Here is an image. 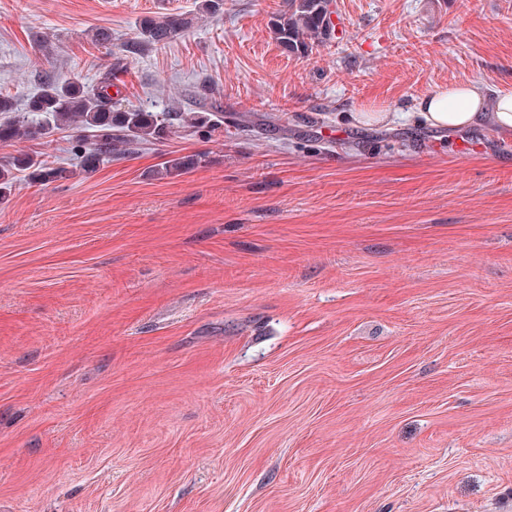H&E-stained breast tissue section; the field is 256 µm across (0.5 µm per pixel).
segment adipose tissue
Returning <instances> with one entry per match:
<instances>
[{"label":"adipose tissue","instance_id":"1","mask_svg":"<svg viewBox=\"0 0 512 512\" xmlns=\"http://www.w3.org/2000/svg\"><path fill=\"white\" fill-rule=\"evenodd\" d=\"M416 110L426 125L437 129L460 131L485 124L500 133L512 132V89L499 91L489 107L482 83L451 85L419 99Z\"/></svg>","mask_w":512,"mask_h":512}]
</instances>
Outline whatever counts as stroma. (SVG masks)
Listing matches in <instances>:
<instances>
[{"instance_id": "obj_1", "label": "stroma", "mask_w": 512, "mask_h": 512, "mask_svg": "<svg viewBox=\"0 0 512 512\" xmlns=\"http://www.w3.org/2000/svg\"><path fill=\"white\" fill-rule=\"evenodd\" d=\"M198 2L0 0L17 109L116 65L224 115L0 205V512H512V137L406 117L512 88V0H334L305 57L224 0L138 47ZM193 24V18L185 14H169L145 17L138 22L141 43L161 47L185 33ZM205 156L192 154L171 158L161 164L156 173L161 178H174L207 164Z\"/></svg>"}]
</instances>
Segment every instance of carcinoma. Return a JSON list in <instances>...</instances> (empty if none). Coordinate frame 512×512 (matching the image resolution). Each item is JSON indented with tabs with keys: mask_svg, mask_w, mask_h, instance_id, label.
Returning a JSON list of instances; mask_svg holds the SVG:
<instances>
[{
	"mask_svg": "<svg viewBox=\"0 0 512 512\" xmlns=\"http://www.w3.org/2000/svg\"><path fill=\"white\" fill-rule=\"evenodd\" d=\"M286 8L273 13L271 31L288 53L305 57L313 45L333 38L329 0H285ZM193 18L185 14L145 17L138 22L141 43L161 47L185 33ZM118 74L110 71L95 85L86 87L69 79L46 76L27 104V115H17L10 96L0 92V143L43 140L60 131L68 134L74 163L56 165L21 153L0 164V204L8 201L22 182L47 186L58 181L87 178L112 156L128 153L143 142H161L182 128L210 134L224 127V113L210 112L197 100L189 107L176 102L166 112L140 106H124L111 90L121 93ZM208 163L197 154L171 158L157 170L162 178H174Z\"/></svg>",
	"mask_w": 512,
	"mask_h": 512,
	"instance_id": "cac0c4a2",
	"label": "carcinoma"
}]
</instances>
